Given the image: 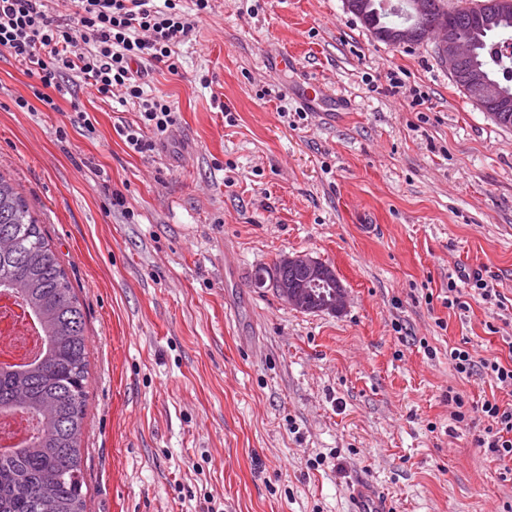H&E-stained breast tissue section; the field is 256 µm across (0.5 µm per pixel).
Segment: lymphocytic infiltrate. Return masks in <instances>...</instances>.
<instances>
[{"label": "lymphocytic infiltrate", "instance_id": "obj_1", "mask_svg": "<svg viewBox=\"0 0 512 512\" xmlns=\"http://www.w3.org/2000/svg\"><path fill=\"white\" fill-rule=\"evenodd\" d=\"M73 3L77 25L72 28L49 14L46 0H0V49L25 65L43 87L61 88L70 74L101 97L121 91L139 112L137 125L120 130L127 147L139 154L154 151L157 136L166 134L176 119L167 100L147 94L133 66L146 63L177 73L176 49L194 30L191 15L178 8L175 0H165L161 8L155 0ZM82 41L89 43V50L78 51ZM448 361L457 374L469 376L479 369L501 386L512 388V366L475 360L459 346L449 348ZM448 400L456 406V421H466L474 412L486 419L477 443L507 464L512 475V406L490 400L469 405L454 391Z\"/></svg>", "mask_w": 512, "mask_h": 512}]
</instances>
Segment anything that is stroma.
I'll return each mask as SVG.
<instances>
[{
	"label": "stroma",
	"mask_w": 512,
	"mask_h": 512,
	"mask_svg": "<svg viewBox=\"0 0 512 512\" xmlns=\"http://www.w3.org/2000/svg\"><path fill=\"white\" fill-rule=\"evenodd\" d=\"M178 66L142 75L176 114L142 155L119 133L133 106L74 77L46 110L0 49V172L86 313L87 512H352L358 477L391 512H506L485 423L448 394L512 391L448 349L512 364V129L434 44L380 40L345 0H212ZM310 79L346 100L335 122L300 104ZM301 252L335 270L341 312L256 287ZM461 271L494 298L445 307Z\"/></svg>",
	"instance_id": "35a3bbf8"
}]
</instances>
